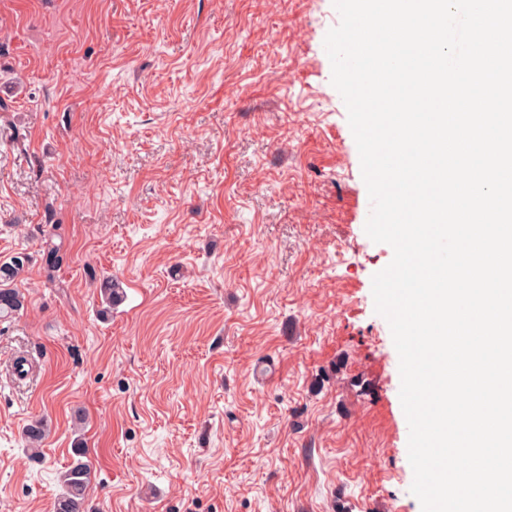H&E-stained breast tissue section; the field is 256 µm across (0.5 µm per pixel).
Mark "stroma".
I'll use <instances>...</instances> for the list:
<instances>
[{
  "label": "stroma",
  "instance_id": "obj_1",
  "mask_svg": "<svg viewBox=\"0 0 512 512\" xmlns=\"http://www.w3.org/2000/svg\"><path fill=\"white\" fill-rule=\"evenodd\" d=\"M339 22L332 0H0V261L30 257L0 363L42 365L0 387V512H53L79 446L88 512H422Z\"/></svg>",
  "mask_w": 512,
  "mask_h": 512
}]
</instances>
